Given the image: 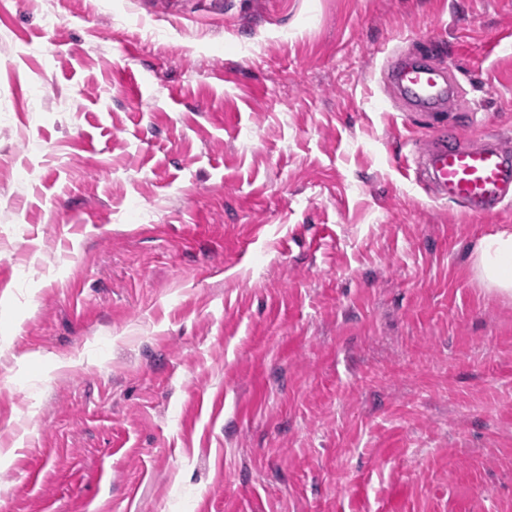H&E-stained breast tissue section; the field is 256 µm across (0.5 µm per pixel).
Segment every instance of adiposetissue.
<instances>
[{
  "instance_id": "obj_1",
  "label": "adipose tissue",
  "mask_w": 512,
  "mask_h": 512,
  "mask_svg": "<svg viewBox=\"0 0 512 512\" xmlns=\"http://www.w3.org/2000/svg\"><path fill=\"white\" fill-rule=\"evenodd\" d=\"M471 269L488 290L512 297V233L481 239L472 249Z\"/></svg>"
}]
</instances>
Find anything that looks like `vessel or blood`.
Returning a JSON list of instances; mask_svg holds the SVG:
<instances>
[{"instance_id": "obj_1", "label": "vessel or blood", "mask_w": 512, "mask_h": 512, "mask_svg": "<svg viewBox=\"0 0 512 512\" xmlns=\"http://www.w3.org/2000/svg\"><path fill=\"white\" fill-rule=\"evenodd\" d=\"M391 85L410 111L429 120V139L418 167L437 197L479 216L496 215L512 198V153L493 138L462 144L454 131L432 123V116L454 109L451 73L421 56L397 57L391 62Z\"/></svg>"}]
</instances>
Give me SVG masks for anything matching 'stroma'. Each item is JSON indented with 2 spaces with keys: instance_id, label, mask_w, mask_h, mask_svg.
Instances as JSON below:
<instances>
[{
  "instance_id": "1",
  "label": "stroma",
  "mask_w": 512,
  "mask_h": 512,
  "mask_svg": "<svg viewBox=\"0 0 512 512\" xmlns=\"http://www.w3.org/2000/svg\"><path fill=\"white\" fill-rule=\"evenodd\" d=\"M5 2L0 512H512V208L405 176L386 81L512 147V0ZM471 269L488 290L512 297V233L481 239L472 249Z\"/></svg>"
}]
</instances>
